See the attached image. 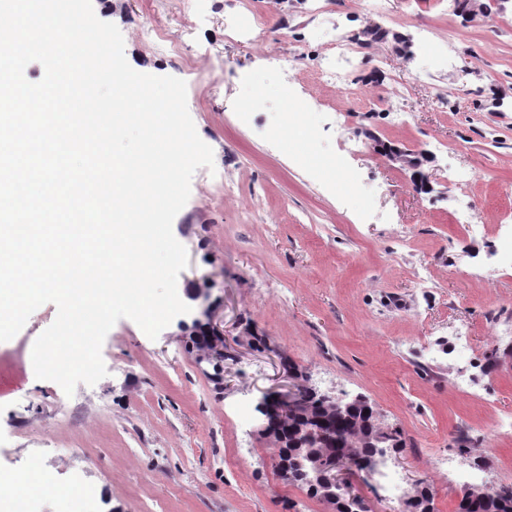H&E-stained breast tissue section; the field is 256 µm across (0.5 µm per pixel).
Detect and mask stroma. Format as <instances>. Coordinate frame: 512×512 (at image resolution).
I'll return each instance as SVG.
<instances>
[{"instance_id": "35a3bbf8", "label": "stroma", "mask_w": 512, "mask_h": 512, "mask_svg": "<svg viewBox=\"0 0 512 512\" xmlns=\"http://www.w3.org/2000/svg\"><path fill=\"white\" fill-rule=\"evenodd\" d=\"M92 0L117 25L133 69L187 85L199 168L173 234L189 263L179 297L201 292L224 318V368L196 347V315L149 339L130 319L107 334L108 370L66 396L36 379L31 351L57 315L39 307L0 342V473L38 469L62 499L37 492L28 512H329L277 472L261 435L263 397L288 387L291 361L318 391L363 397L405 445L381 472H351L379 512H398L417 482L435 512H455L464 485L438 470L455 457L484 482L512 483V0ZM246 14L251 27L229 36ZM403 18L391 26L390 15ZM186 52L146 45L145 27ZM381 29L346 94L319 75L336 31ZM303 138L274 141L289 97ZM405 114L392 122L391 108ZM424 152L430 192L378 144ZM465 170L466 190L450 181ZM469 209L480 230L457 223ZM466 333L469 351L450 349ZM474 373L472 394L453 385ZM397 480L390 492L387 476Z\"/></svg>"}]
</instances>
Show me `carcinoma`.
<instances>
[{"label":"carcinoma","instance_id":"obj_1","mask_svg":"<svg viewBox=\"0 0 512 512\" xmlns=\"http://www.w3.org/2000/svg\"><path fill=\"white\" fill-rule=\"evenodd\" d=\"M301 405V415L287 416L280 422L283 435H288L290 430L296 432L302 426L318 427L325 433L324 440L309 452L326 460L340 452L351 466L372 454L367 437L376 434L378 428L375 427V411L371 405L363 402L343 415H333L310 392L303 394ZM467 512H512V495L504 496L492 485L484 499L470 502Z\"/></svg>","mask_w":512,"mask_h":512}]
</instances>
